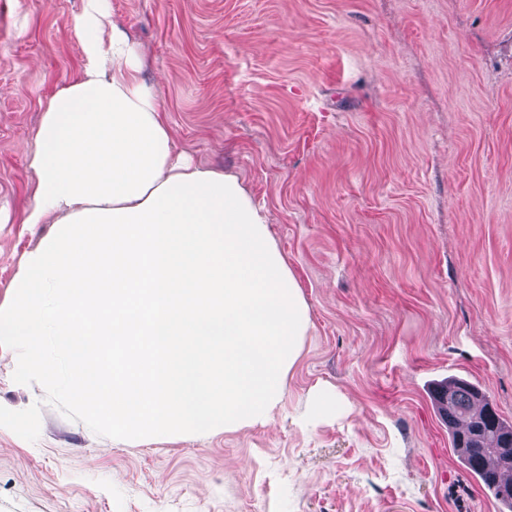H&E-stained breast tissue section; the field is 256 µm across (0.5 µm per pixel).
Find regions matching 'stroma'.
Segmentation results:
<instances>
[{
    "instance_id": "stroma-1",
    "label": "stroma",
    "mask_w": 512,
    "mask_h": 512,
    "mask_svg": "<svg viewBox=\"0 0 512 512\" xmlns=\"http://www.w3.org/2000/svg\"><path fill=\"white\" fill-rule=\"evenodd\" d=\"M180 145L235 172L311 326L271 421L125 439L22 381L0 337V512H512L433 402L512 422V0H108ZM83 0H0V311L50 224H20L41 102ZM344 399L305 420L319 387Z\"/></svg>"
}]
</instances>
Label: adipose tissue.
I'll return each instance as SVG.
<instances>
[{"label":"adipose tissue","mask_w":512,"mask_h":512,"mask_svg":"<svg viewBox=\"0 0 512 512\" xmlns=\"http://www.w3.org/2000/svg\"><path fill=\"white\" fill-rule=\"evenodd\" d=\"M73 29L75 73L45 101L25 261L0 336L19 373L122 437L268 424L310 324L267 210L238 177L177 148L147 57L107 0Z\"/></svg>","instance_id":"obj_1"}]
</instances>
